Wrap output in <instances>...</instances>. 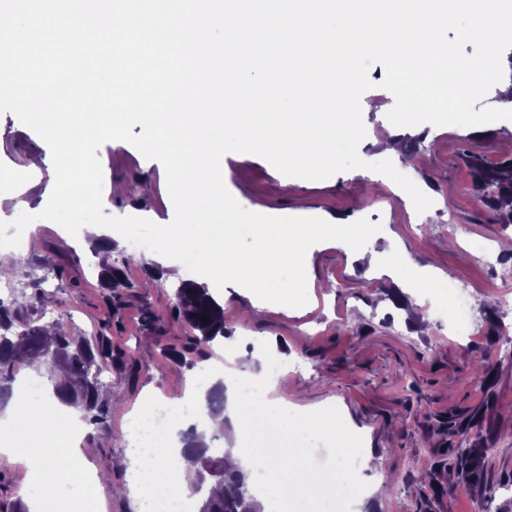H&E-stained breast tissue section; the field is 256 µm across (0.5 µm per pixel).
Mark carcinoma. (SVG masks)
Listing matches in <instances>:
<instances>
[{
	"label": "carcinoma",
	"instance_id": "1",
	"mask_svg": "<svg viewBox=\"0 0 512 512\" xmlns=\"http://www.w3.org/2000/svg\"><path fill=\"white\" fill-rule=\"evenodd\" d=\"M470 167L473 189L479 204L495 213L504 224H512V207L504 208L503 201L512 204V156L489 163L469 152L465 153ZM100 286L117 290L130 289L135 284L123 269L105 264L99 272ZM208 320L203 321L201 317ZM149 324L172 325L192 331L184 352L192 353L210 346L218 338L231 335L234 316L224 310L205 284L192 280L181 282L176 299L163 313L150 311ZM125 352L112 346L109 337L71 336L58 323L20 325L16 322L11 304L0 300V405L13 394L14 369L23 362L45 366L53 393L63 404L83 413L84 420L100 433L110 429V407L103 395L101 374L112 366V357ZM207 414L211 418L224 416V382L212 385L205 394ZM183 453L193 459L198 476L203 463L224 466L231 449L217 455L203 440L197 429L190 427L181 433ZM222 493L208 490L202 498L200 512H262L260 502L249 489L243 470H224L219 482Z\"/></svg>",
	"mask_w": 512,
	"mask_h": 512
}]
</instances>
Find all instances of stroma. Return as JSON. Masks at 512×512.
I'll use <instances>...</instances> for the list:
<instances>
[{"label":"stroma","instance_id":"1","mask_svg":"<svg viewBox=\"0 0 512 512\" xmlns=\"http://www.w3.org/2000/svg\"><path fill=\"white\" fill-rule=\"evenodd\" d=\"M369 77L375 87L361 97L366 136L358 146L366 168L307 180L285 176L253 154L224 158L226 188L241 190L245 210L319 218L340 212L352 222L380 224L363 252L332 241L309 248L304 307L264 303L243 287L226 285L214 296L237 314L232 336L201 354L169 358L162 345L179 346L184 332L149 328L144 313L165 310L180 281L192 279L182 263L130 244L100 250L111 231L90 225L74 237L40 222L34 228L38 248L0 249V269L17 260L27 271L14 279L0 272V287L12 286L9 300L21 321L43 324L44 298L50 295L54 318L65 331L110 336L127 353L102 375L107 393L123 401L111 413L110 432L81 427V448L100 491L83 489L68 494V501L89 506L100 499L105 512H137V500L126 490L129 472L112 465L125 452L128 413L148 395L184 392L199 364L224 366L232 349L245 347L254 365H282L291 384L276 396L290 404L292 414L304 420L316 410L335 413L343 434L365 455L355 493L309 504V512H474L483 500L490 501V512H512V492L504 489L512 483V355L490 332L495 323L512 325V311H499L490 321L483 306L473 307L477 334L456 336L443 323L448 309L426 287L428 277L441 274L451 283H470L485 304L512 298V259L499 249L512 240V224L499 223L479 205L461 156L465 146L489 162L512 154V123L468 138L452 125L401 128V154L393 164L434 201L420 214L405 192H393L389 178L369 169L386 158L387 114L395 103L380 86L383 66L374 65ZM34 156L38 171L20 196L0 202V221L40 212L54 185L47 144L13 113L0 114V173L17 177ZM97 156L109 158V178L125 188L105 204L104 214L158 224L173 220L160 162L123 141L103 144ZM452 224L462 226L463 234L449 235ZM399 251L409 262L398 275L391 262ZM366 255L373 265L363 263ZM102 261L123 267L133 289L116 295L99 287ZM147 266L159 268L160 276L147 277ZM469 448L481 451L483 476L477 482L448 466L449 450Z\"/></svg>","mask_w":512,"mask_h":512}]
</instances>
